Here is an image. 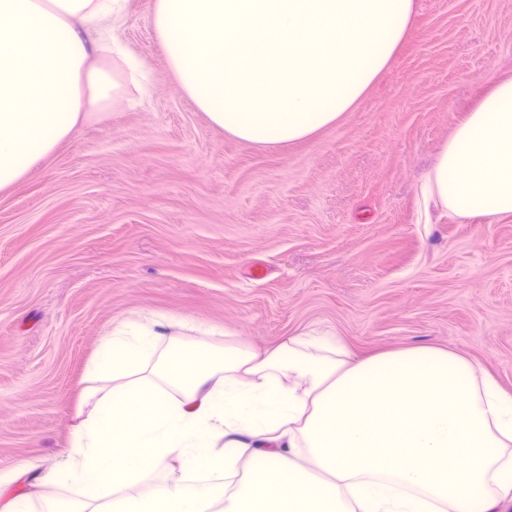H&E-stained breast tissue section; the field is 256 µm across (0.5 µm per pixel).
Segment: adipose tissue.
<instances>
[{
	"label": "adipose tissue",
	"mask_w": 512,
	"mask_h": 512,
	"mask_svg": "<svg viewBox=\"0 0 512 512\" xmlns=\"http://www.w3.org/2000/svg\"><path fill=\"white\" fill-rule=\"evenodd\" d=\"M125 0H0V189L17 184L114 90L92 57L141 64L112 31ZM428 189L456 215L512 214V79L438 154ZM113 330L111 380L40 484L11 512H491L512 507V395L457 352L354 357L299 334L257 350H179ZM199 455L187 454L190 446ZM178 460L180 474L162 471Z\"/></svg>",
	"instance_id": "ef3b65f1"
}]
</instances>
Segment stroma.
<instances>
[{
  "label": "stroma",
  "mask_w": 512,
  "mask_h": 512,
  "mask_svg": "<svg viewBox=\"0 0 512 512\" xmlns=\"http://www.w3.org/2000/svg\"><path fill=\"white\" fill-rule=\"evenodd\" d=\"M118 39V88L0 190V512L66 456L123 322L164 316L188 348L258 349L313 329L359 357L414 345L478 361L512 394V215L460 217L421 186L498 78L512 0H413L387 67L335 125L264 147L213 127L179 89L151 17ZM263 278H253L254 268Z\"/></svg>",
  "instance_id": "stroma-1"
}]
</instances>
